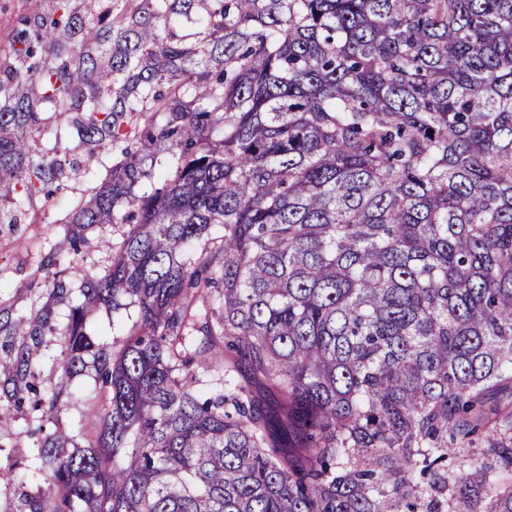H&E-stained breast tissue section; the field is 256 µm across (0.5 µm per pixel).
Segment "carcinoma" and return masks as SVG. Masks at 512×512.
<instances>
[{"instance_id": "obj_1", "label": "carcinoma", "mask_w": 512, "mask_h": 512, "mask_svg": "<svg viewBox=\"0 0 512 512\" xmlns=\"http://www.w3.org/2000/svg\"><path fill=\"white\" fill-rule=\"evenodd\" d=\"M61 191L54 384V311L0 301V413L48 476L12 512H512V0H22L0 224ZM105 224L75 303L59 254ZM124 298L129 336L88 335ZM127 228V226H105L104 228H98L95 231V236L102 239L103 243L96 252L87 255L84 261L77 257L73 260L72 257L67 255L61 256L60 269L68 267L66 276L70 278L73 287L76 288L80 283L79 271L76 268L82 267L92 271H102L111 263L112 254L115 253L122 240V232L127 230ZM72 267H75V269H71ZM74 272L77 274H73ZM64 336H55L52 342L42 351L39 358V370L42 379L48 385L57 378L64 358ZM88 365L89 367L83 372V375L78 377L74 383L75 397L63 408L61 414V427L72 437V441L64 444L69 450H73V446L84 444L80 437V421L100 407V404L96 405L93 399L96 383L95 371L90 366L91 364Z\"/></svg>"}]
</instances>
